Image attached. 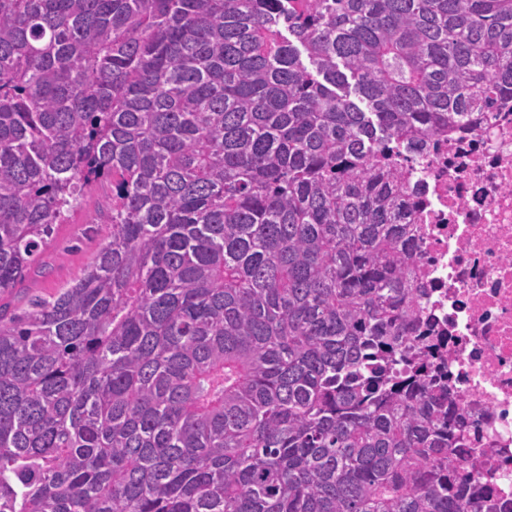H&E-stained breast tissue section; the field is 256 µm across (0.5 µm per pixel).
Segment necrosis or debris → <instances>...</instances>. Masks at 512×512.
<instances>
[{
	"mask_svg": "<svg viewBox=\"0 0 512 512\" xmlns=\"http://www.w3.org/2000/svg\"><path fill=\"white\" fill-rule=\"evenodd\" d=\"M399 170L415 205L410 333L438 345L433 364L470 429L480 512H512V94Z\"/></svg>",
	"mask_w": 512,
	"mask_h": 512,
	"instance_id": "4bbe7bcc",
	"label": "necrosis or debris"
}]
</instances>
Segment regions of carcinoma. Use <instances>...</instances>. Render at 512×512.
<instances>
[{
	"label": "carcinoma",
	"instance_id": "carcinoma-1",
	"mask_svg": "<svg viewBox=\"0 0 512 512\" xmlns=\"http://www.w3.org/2000/svg\"><path fill=\"white\" fill-rule=\"evenodd\" d=\"M510 87L512 0H0V512H478L395 160ZM105 196L106 188L100 185L90 186L81 205L70 214L68 224L55 226L39 265L18 287L28 289H22L20 294L12 298L16 305H23L26 297L24 291L49 295L54 288L81 276L102 243L97 224L88 223L96 214L100 215L102 221L107 220ZM90 225H93L95 232L89 228Z\"/></svg>",
	"mask_w": 512,
	"mask_h": 512
}]
</instances>
